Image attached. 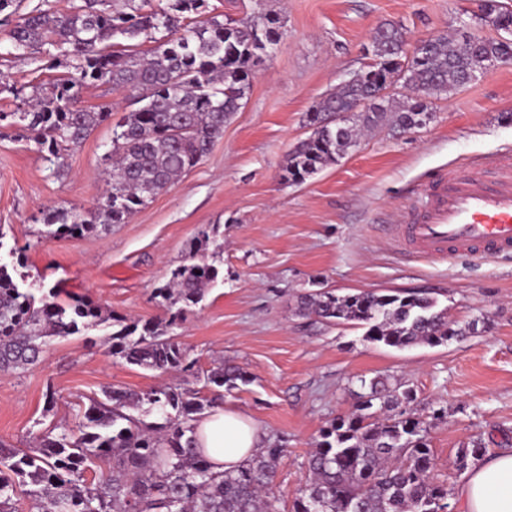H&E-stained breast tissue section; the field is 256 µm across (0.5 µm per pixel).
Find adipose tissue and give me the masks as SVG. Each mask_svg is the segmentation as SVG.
<instances>
[{
  "mask_svg": "<svg viewBox=\"0 0 512 512\" xmlns=\"http://www.w3.org/2000/svg\"><path fill=\"white\" fill-rule=\"evenodd\" d=\"M195 435L198 448L217 472L238 469L265 443L259 423L221 405L202 415ZM458 495L462 512H512V452L479 460L466 474Z\"/></svg>",
  "mask_w": 512,
  "mask_h": 512,
  "instance_id": "ef3b65f1",
  "label": "adipose tissue"
}]
</instances>
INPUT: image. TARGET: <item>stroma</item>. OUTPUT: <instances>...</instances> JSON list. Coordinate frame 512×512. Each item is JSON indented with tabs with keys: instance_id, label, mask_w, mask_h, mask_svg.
<instances>
[{
	"instance_id": "35a3bbf8",
	"label": "stroma",
	"mask_w": 512,
	"mask_h": 512,
	"mask_svg": "<svg viewBox=\"0 0 512 512\" xmlns=\"http://www.w3.org/2000/svg\"><path fill=\"white\" fill-rule=\"evenodd\" d=\"M478 3L209 0L228 18L276 14L284 36L252 68L248 97L210 153L127 223L92 236L43 242L38 231L47 210L100 202L112 122L131 110L128 93L84 92L85 107L111 106L113 119L70 151L58 176L14 128L0 129V263L13 266L23 287L57 288L62 303L90 299L130 323L164 319L155 288L186 262L202 229L216 224L224 233L213 260L217 283L171 331L197 376L128 364L111 353L103 327L50 338L37 364L0 371V442L26 448L54 427L77 428L90 398L108 387L200 389L202 373L223 360L249 379L223 405L287 450L273 485L280 512H290L321 430L350 412L363 378L387 376L412 389L410 409L430 425L433 479L449 489L464 479L455 467L464 443L480 438L489 453L511 450L512 256L411 257L383 227L417 203L420 185L437 172L512 155V63L428 97L433 118L423 128L379 130L303 183L281 179L287 154L309 133L310 106L368 62L378 27L402 25L412 41L459 29L494 36L475 17ZM322 289L427 291L450 320L476 321L477 331L438 346L373 344L361 326L299 315L300 297Z\"/></svg>"
}]
</instances>
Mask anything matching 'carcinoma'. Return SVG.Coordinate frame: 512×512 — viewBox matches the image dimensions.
<instances>
[{
	"label": "carcinoma",
	"mask_w": 512,
	"mask_h": 512,
	"mask_svg": "<svg viewBox=\"0 0 512 512\" xmlns=\"http://www.w3.org/2000/svg\"><path fill=\"white\" fill-rule=\"evenodd\" d=\"M482 11L500 31L512 34V11L498 0H481ZM21 0H0V27L7 26L8 54L36 55L48 69L65 68L30 94L0 84L16 109L0 112L26 133L59 174L65 153L108 121V106H81L95 84L128 90L138 107L113 128L107 204L43 213L40 239L96 234L127 222L141 206L195 167L224 133L250 89L251 67L282 36L279 17L250 15L224 22L207 15V0H72L65 12L41 0L20 14ZM402 26L384 24L371 41L372 62L313 104L311 134L288 155L282 179L302 183L338 162L366 132L390 127L419 129L431 119L423 97L448 93L484 73L486 63L512 61V39L432 36L426 56H408ZM412 92L402 103L378 90L391 83ZM363 108L338 121L358 103ZM219 226L201 230L190 259L155 288L169 317L143 326L103 312L81 299L63 306L54 289L37 295L0 264V370L34 363L47 337H67L108 321L111 351L127 363L152 371L194 373L169 331L198 305L218 277L215 266L197 259L217 237ZM298 312L325 323L367 326L366 340L398 349L441 345L475 333L478 321L460 325L428 292L375 291L338 294L323 290L300 298ZM248 378L240 367L220 362L205 386L237 387ZM354 410L321 431L310 454V479L291 512H449L448 486L430 479L434 456L424 422L408 412L413 391L375 377L361 381ZM93 399L78 431H48L33 448L0 443V512H18L17 497H30L39 512H277L272 496L282 446L266 445L234 473H216L197 448V415L213 408L206 400L169 386L141 393L104 391ZM158 414L149 425L130 414ZM486 451L480 441L460 448L455 465L464 471Z\"/></svg>",
	"instance_id": "obj_1"
}]
</instances>
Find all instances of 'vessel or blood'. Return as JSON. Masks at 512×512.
<instances>
[{"label": "vessel or blood", "mask_w": 512, "mask_h": 512, "mask_svg": "<svg viewBox=\"0 0 512 512\" xmlns=\"http://www.w3.org/2000/svg\"><path fill=\"white\" fill-rule=\"evenodd\" d=\"M421 196L422 203L405 209L391 227L399 246L437 261L512 253V159L438 172Z\"/></svg>", "instance_id": "obj_1"}]
</instances>
